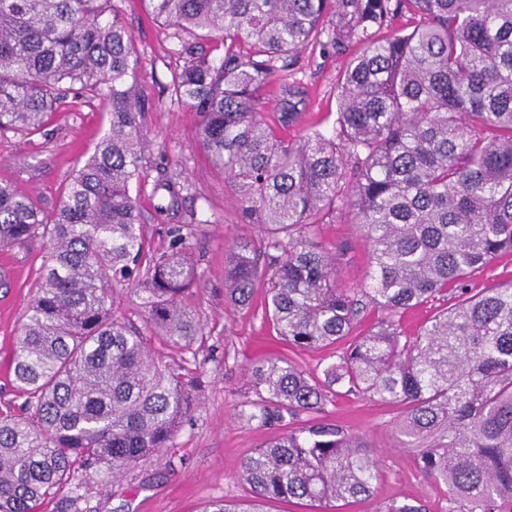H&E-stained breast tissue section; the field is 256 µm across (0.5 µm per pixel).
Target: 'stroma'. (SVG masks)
<instances>
[{"mask_svg":"<svg viewBox=\"0 0 512 512\" xmlns=\"http://www.w3.org/2000/svg\"><path fill=\"white\" fill-rule=\"evenodd\" d=\"M140 53V78L154 107L146 112L144 129L152 142L146 179L133 182L146 219L147 245L164 250L176 219L160 210L154 191L158 176L183 173L198 189L194 207L207 217L193 238L191 260L201 276L188 303L203 325L204 336L193 349L195 360L185 364L193 379L197 406L180 431L172 462L151 461L137 466L119 482L90 477L83 490V512H199L210 500L229 503L250 499L249 486L239 475L242 457L271 437V429L243 420L239 411L254 394L245 372L255 363L290 359L311 375H320L326 351H292L261 320L262 294L249 308L234 306L224 297V249L241 237H256L257 228L240 221L238 203L223 175L216 172L196 146L199 118L182 106L170 105L165 90L170 73L184 62L179 43L154 22L144 0H116ZM352 50L335 46L330 36L310 42L297 58L290 80L305 91L298 123L287 130L289 138L309 128L330 130L336 120L337 84ZM109 126L97 99L85 95L49 113L42 129L30 135H0V178L13 181L33 196L43 210H53L60 193L77 166L92 152ZM324 242L348 245L339 277L348 286L367 281L368 248L350 216L321 225ZM12 270L0 280V410L16 404L9 360L16 334L24 321L33 284L38 280L40 250L9 251ZM401 405L365 395L337 398L327 407L324 422L343 426L363 438L379 462L375 494L368 500L337 507L336 512H375L378 503L391 499L418 501L429 512H442L443 488L429 485L415 462L414 447L402 444Z\"/></svg>","mask_w":512,"mask_h":512,"instance_id":"obj_1","label":"stroma"}]
</instances>
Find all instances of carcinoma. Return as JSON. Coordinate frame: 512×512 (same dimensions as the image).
<instances>
[{
  "label": "carcinoma",
  "mask_w": 512,
  "mask_h": 512,
  "mask_svg": "<svg viewBox=\"0 0 512 512\" xmlns=\"http://www.w3.org/2000/svg\"><path fill=\"white\" fill-rule=\"evenodd\" d=\"M112 0H0V131L39 130L78 85L109 113V128L52 212L0 181V251H43L10 359L23 413L0 412V512H42L66 485L60 512H82L81 476L119 478L173 454L194 407L185 367L203 328L186 298L197 210L146 247L130 194L144 174L148 96L137 44ZM170 37L218 34L215 62L187 51L171 74L170 102L200 118L197 145L235 196L241 223L258 227L224 251V288L262 311L299 351L332 349L322 376L288 360L248 369V422L287 431L240 464L247 507L222 499L199 512H261L297 499L330 510L370 498L377 461L361 438L318 421L338 396L368 394L404 406L425 480L446 487L443 512H512V283L470 295V275L512 251V0H147ZM408 18V32L386 34ZM332 27L359 52L337 86L332 131L280 136L299 121L301 91L281 84L269 120L266 89L296 54ZM179 211L202 194L180 176L155 185ZM348 214L368 245V283L339 279L343 249L318 237ZM127 288L145 325L114 310ZM453 289L458 302L410 336L404 313ZM377 319L351 335L364 314ZM307 419H302V416ZM375 512H426L390 502Z\"/></svg>",
  "instance_id": "obj_1"
}]
</instances>
